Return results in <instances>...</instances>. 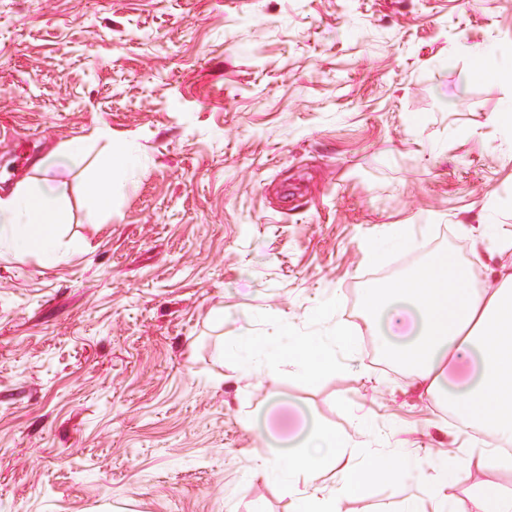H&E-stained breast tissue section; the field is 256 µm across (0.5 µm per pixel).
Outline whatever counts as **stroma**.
<instances>
[{
  "label": "stroma",
  "instance_id": "35a3bbf8",
  "mask_svg": "<svg viewBox=\"0 0 512 512\" xmlns=\"http://www.w3.org/2000/svg\"><path fill=\"white\" fill-rule=\"evenodd\" d=\"M471 46L512 50V0H0V188L95 127L143 163L105 216L66 166V262L0 257V512H296L257 462L315 423L447 462L470 512L512 488L365 323L440 232L475 281L512 265L488 230L512 232V79ZM396 224L413 245L368 257ZM277 321L357 341L314 381L233 347ZM411 494L432 512L367 469L340 509ZM475 63V74L485 80L496 81L502 78H512V60L510 54L509 66H504L501 55L487 54L482 50L468 51Z\"/></svg>",
  "mask_w": 512,
  "mask_h": 512
}]
</instances>
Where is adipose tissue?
<instances>
[{"instance_id":"1","label":"adipose tissue","mask_w":512,"mask_h":512,"mask_svg":"<svg viewBox=\"0 0 512 512\" xmlns=\"http://www.w3.org/2000/svg\"><path fill=\"white\" fill-rule=\"evenodd\" d=\"M107 150L89 155V141L71 140L62 155L74 166H86L85 198L99 210H108L115 193L122 191L139 169L137 146L112 142ZM36 176L24 177L0 193V255L19 259L36 257L45 266L65 261L63 240L69 221L67 182L51 159L35 166ZM472 275L450 253L434 256L412 277L399 279L386 298H366V319H384L390 335L403 338L402 346L386 351L417 367L427 391L448 383L458 392L451 410L460 421L488 430L494 439L489 460L512 467V272H500L487 287L471 285ZM352 333L336 326L330 342L316 344L290 336L287 325L275 326L262 336L237 337V345L262 353L268 361L285 359L302 368L311 379L339 371L335 344H348ZM359 455L351 440L328 427H320L287 459L261 458L265 476L277 479L289 497L302 502L303 512H340L342 497L360 492ZM334 467L340 474L337 488L316 482L318 473Z\"/></svg>"}]
</instances>
